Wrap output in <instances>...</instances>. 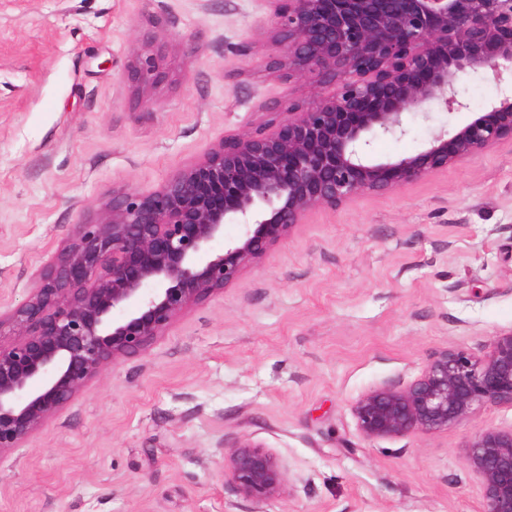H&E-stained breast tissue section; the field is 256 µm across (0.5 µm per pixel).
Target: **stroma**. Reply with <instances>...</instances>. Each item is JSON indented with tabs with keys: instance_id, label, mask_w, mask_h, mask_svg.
I'll return each instance as SVG.
<instances>
[{
	"instance_id": "35a3bbf8",
	"label": "stroma",
	"mask_w": 512,
	"mask_h": 512,
	"mask_svg": "<svg viewBox=\"0 0 512 512\" xmlns=\"http://www.w3.org/2000/svg\"><path fill=\"white\" fill-rule=\"evenodd\" d=\"M267 0H0V310L95 221L113 192H146L264 107L313 99L274 69ZM152 50L158 75L129 67ZM466 112L433 106L376 139L423 149L499 87L460 75ZM512 329V141L404 187L311 209L231 286L145 350L105 367L19 448L0 455V512H483L466 440L512 427L487 404L435 434L368 440L351 407L416 379L444 349L479 355ZM242 439L274 452L285 496L225 480Z\"/></svg>"
}]
</instances>
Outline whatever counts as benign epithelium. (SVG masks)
Returning a JSON list of instances; mask_svg holds the SVG:
<instances>
[{"instance_id": "7a95c632", "label": "benign epithelium", "mask_w": 512, "mask_h": 512, "mask_svg": "<svg viewBox=\"0 0 512 512\" xmlns=\"http://www.w3.org/2000/svg\"><path fill=\"white\" fill-rule=\"evenodd\" d=\"M274 67L326 88L309 103L267 112L255 131L226 136L159 188L112 193L98 220L33 276L28 298L0 313L15 339L0 344V454L19 447L106 366L147 348L185 310L232 284L316 206L395 190L512 139V0H269ZM482 69L500 95L462 127L434 134L417 154L382 160L381 136L437 104L467 109L455 86ZM140 53L129 76H155ZM243 234L221 251L224 225ZM120 309L124 316L113 318ZM512 405V330L477 356L433 355L400 387L381 384L352 406L370 440L434 434L485 404ZM484 512H512V428L465 443ZM222 472L244 498L283 496L286 469L250 440L224 449Z\"/></svg>"}]
</instances>
